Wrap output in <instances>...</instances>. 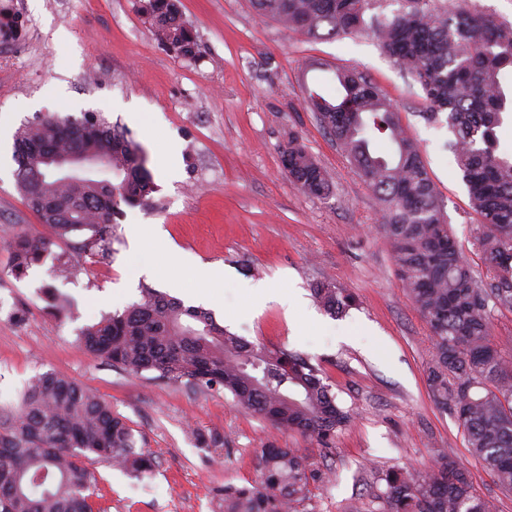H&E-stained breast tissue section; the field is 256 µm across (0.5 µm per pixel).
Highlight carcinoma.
I'll list each match as a JSON object with an SVG mask.
<instances>
[{
	"mask_svg": "<svg viewBox=\"0 0 512 512\" xmlns=\"http://www.w3.org/2000/svg\"><path fill=\"white\" fill-rule=\"evenodd\" d=\"M377 0H252L257 14L289 30L317 37L357 31ZM154 39L175 56L199 53L197 34L180 0H137ZM384 54L421 88L428 119L446 124L472 208L480 219L473 245L486 268L475 274L446 224L418 145L382 91L350 69H336L335 98L309 93L306 103L336 139L349 162L383 204L381 228L390 241L400 280L430 327L434 355L428 386L462 427L471 457L504 488H512V354L490 340L497 308L512 310V155L498 152L497 131L512 107L502 74L512 70V24L485 13L455 12L435 0H401L387 17H371ZM27 20L0 0V47L19 43ZM45 152L84 156L96 168L55 178ZM288 178L302 191L326 195L324 169L295 134L281 152ZM16 185L45 231H20L8 241L9 272L27 276L52 247L82 231L79 250L112 240L124 205H152L155 183L143 148L118 124L94 112L80 119L49 115L17 132ZM318 304L336 314L351 293L321 282ZM84 349L124 371L153 372L168 384L224 390L241 407L273 426L332 449L353 412L336 401L309 359L269 349L219 324L206 310L152 288L122 311L107 313L79 333ZM106 461L143 475L154 458L136 448L128 422L92 391L46 371L26 385L15 408H0V512H95L89 464ZM261 478L224 488V512H306L309 458L270 445L260 454ZM379 512H494L479 497L454 455L420 470L391 468L380 476Z\"/></svg>",
	"mask_w": 512,
	"mask_h": 512,
	"instance_id": "carcinoma-1",
	"label": "carcinoma"
}]
</instances>
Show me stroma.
<instances>
[{
	"label": "stroma",
	"instance_id": "stroma-1",
	"mask_svg": "<svg viewBox=\"0 0 512 512\" xmlns=\"http://www.w3.org/2000/svg\"><path fill=\"white\" fill-rule=\"evenodd\" d=\"M12 2L27 31L0 50V404L18 405L29 379L52 371L127 419L156 464L138 477L93 463L100 512H224L225 486L254 482L271 444L310 456L319 478L308 512H377L384 485L376 474L430 467L443 450L464 463L496 512H512V491L470 456L457 419L434 402L430 329L402 286L381 201L304 105L307 91L334 94L337 67L377 84L417 142L465 257L484 273L473 247L477 219L445 147L452 134L427 121L420 87L381 53L371 27L313 38L260 18L250 0H181L200 40L199 57L187 61L155 41L135 0ZM86 112L121 122L143 147L154 203L125 208L109 250L85 254L80 275L62 271L74 252L67 242L16 279L7 243L42 226L16 188L13 136L49 113ZM292 133L326 171L329 194L289 180L281 151ZM140 224L153 232L137 247ZM210 265L223 269L222 283L197 277ZM318 282L346 289L355 306L325 313L312 297ZM260 283L301 294L302 308L291 318L274 301L254 310ZM46 284L73 298L74 311L59 312ZM145 285L212 312L249 342L308 357L354 412L332 452L228 393L173 386L89 355L80 328L138 301ZM211 434L223 448L205 446Z\"/></svg>",
	"mask_w": 512,
	"mask_h": 512
}]
</instances>
